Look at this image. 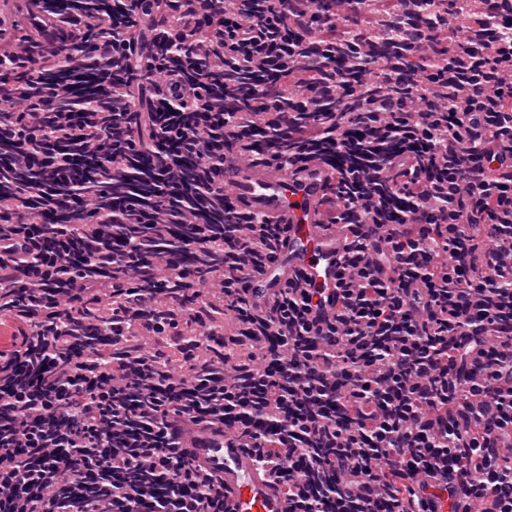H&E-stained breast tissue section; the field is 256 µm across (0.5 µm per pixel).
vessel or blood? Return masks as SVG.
Returning a JSON list of instances; mask_svg holds the SVG:
<instances>
[{"instance_id": "vessel-or-blood-1", "label": "vessel or blood", "mask_w": 512, "mask_h": 512, "mask_svg": "<svg viewBox=\"0 0 512 512\" xmlns=\"http://www.w3.org/2000/svg\"><path fill=\"white\" fill-rule=\"evenodd\" d=\"M329 171L319 157L294 174L241 164L226 171L224 180L241 207L279 217L289 226L287 249L265 274L250 281L257 299L267 296L275 277L290 273L300 274L308 287L334 288L345 240L339 231L319 225ZM181 444L223 481L228 512H287L285 490L269 481L249 452L225 443L223 432L199 426L184 432Z\"/></svg>"}]
</instances>
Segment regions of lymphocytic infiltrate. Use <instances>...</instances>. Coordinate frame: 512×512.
Wrapping results in <instances>:
<instances>
[{
  "label": "lymphocytic infiltrate",
  "mask_w": 512,
  "mask_h": 512,
  "mask_svg": "<svg viewBox=\"0 0 512 512\" xmlns=\"http://www.w3.org/2000/svg\"><path fill=\"white\" fill-rule=\"evenodd\" d=\"M30 2L25 34L0 12V512H225L201 424L288 512H512V0ZM315 156L333 295L257 303L288 227L225 166Z\"/></svg>",
  "instance_id": "f902f5d3"
}]
</instances>
